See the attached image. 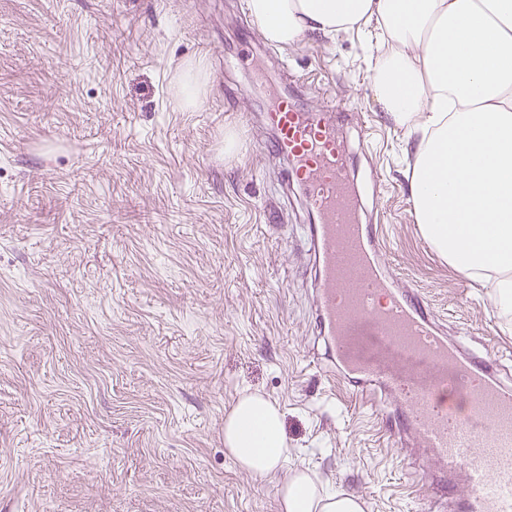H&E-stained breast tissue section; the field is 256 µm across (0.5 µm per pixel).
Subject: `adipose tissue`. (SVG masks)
Wrapping results in <instances>:
<instances>
[{
    "instance_id": "adipose-tissue-1",
    "label": "adipose tissue",
    "mask_w": 512,
    "mask_h": 512,
    "mask_svg": "<svg viewBox=\"0 0 512 512\" xmlns=\"http://www.w3.org/2000/svg\"><path fill=\"white\" fill-rule=\"evenodd\" d=\"M264 38L375 24L387 46L374 93L407 136L412 214L422 237L466 280L488 288L512 329V0H247ZM224 447L259 482L275 484L279 512H365L355 494L303 471L285 472L283 413L244 393L224 417Z\"/></svg>"
}]
</instances>
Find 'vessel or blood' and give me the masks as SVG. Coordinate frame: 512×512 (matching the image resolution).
Returning <instances> with one entry per match:
<instances>
[{
	"label": "vessel or blood",
	"instance_id": "vessel-or-blood-1",
	"mask_svg": "<svg viewBox=\"0 0 512 512\" xmlns=\"http://www.w3.org/2000/svg\"><path fill=\"white\" fill-rule=\"evenodd\" d=\"M277 136L263 154L304 188L319 336L348 382L393 397L397 445L428 449L440 475L466 488L455 512H512V386L486 359L450 342L421 293L379 261L383 231L363 223L351 157L325 113L279 102L263 115Z\"/></svg>",
	"mask_w": 512,
	"mask_h": 512
}]
</instances>
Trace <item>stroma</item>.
<instances>
[{
    "mask_svg": "<svg viewBox=\"0 0 512 512\" xmlns=\"http://www.w3.org/2000/svg\"><path fill=\"white\" fill-rule=\"evenodd\" d=\"M264 42L246 0H0V512H278L224 449L246 391L282 411L289 466L368 512H420L434 458L409 465L377 395L314 345L312 217L255 148L276 94L348 114L389 271L512 370L485 289L414 222L412 144L373 92L371 40ZM196 63L197 101L175 110Z\"/></svg>",
    "mask_w": 512,
    "mask_h": 512,
    "instance_id": "35a3bbf8",
    "label": "stroma"
}]
</instances>
